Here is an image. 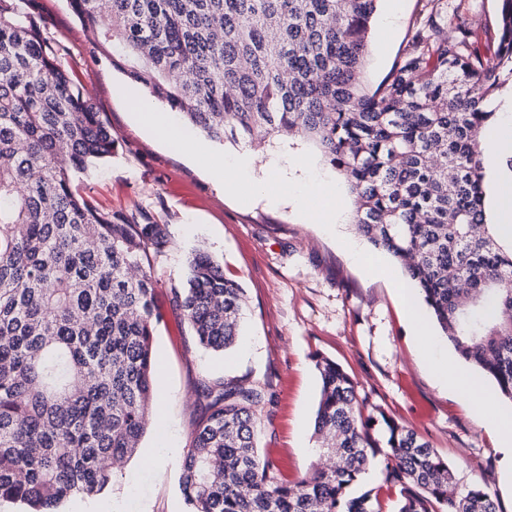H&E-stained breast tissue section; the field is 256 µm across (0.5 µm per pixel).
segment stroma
Listing matches in <instances>:
<instances>
[{"instance_id":"stroma-1","label":"stroma","mask_w":512,"mask_h":512,"mask_svg":"<svg viewBox=\"0 0 512 512\" xmlns=\"http://www.w3.org/2000/svg\"><path fill=\"white\" fill-rule=\"evenodd\" d=\"M422 0H378L363 69L374 90L403 53ZM468 18L481 47L495 48L497 0H448ZM47 36L116 140L108 161L76 175L74 185L98 206L168 225L172 243L150 270L162 318L155 326V377L166 412L164 428L149 427L125 469L97 497L66 501L62 512H189L179 487L181 462L198 414L194 383L203 375L274 376L278 403L263 421L258 446L283 478H305L317 461L314 422L321 380L316 357L336 361L357 384L368 413L384 412L428 441L453 473L457 495L484 487L501 512H512V483L487 474L512 468V449L500 447L491 423L458 392L441 386L420 353L392 280L367 274L349 258L343 239L350 224L329 233L300 215L294 201L258 197L242 204L219 190L207 172L160 142L132 117L123 97L149 90L94 53L90 34L68 0H29ZM391 26H384L387 14ZM297 139L275 151L273 142L249 147L252 180L266 178L277 158L290 178L300 175L293 156L311 150ZM203 248L244 288L247 304L240 343L217 355L199 346L169 303L192 249Z\"/></svg>"}]
</instances>
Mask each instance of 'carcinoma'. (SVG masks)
Instances as JSON below:
<instances>
[{
	"label": "carcinoma",
	"instance_id": "1",
	"mask_svg": "<svg viewBox=\"0 0 512 512\" xmlns=\"http://www.w3.org/2000/svg\"><path fill=\"white\" fill-rule=\"evenodd\" d=\"M0 0V499L59 512L112 481L155 400L149 272L169 226L96 207L72 177L115 139L24 4ZM378 0H70L94 49L220 145L279 129L312 143L354 196L352 224L405 269L456 352L512 401V245L487 222L479 155L512 82V0L482 51L446 0H425L401 57L373 92L360 81ZM170 304L215 352L239 336L245 290L196 249ZM315 434L330 460L296 483L258 450L270 377L199 380L180 487L191 512H382L353 493L385 445L396 512H500L459 498L412 430L364 413L349 373L317 360ZM386 427L384 443L370 430Z\"/></svg>",
	"mask_w": 512,
	"mask_h": 512
}]
</instances>
